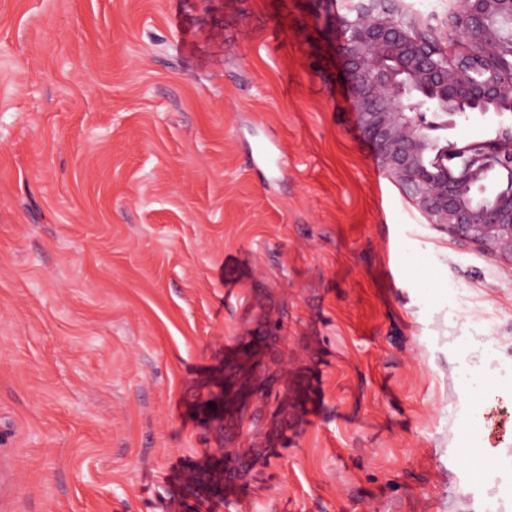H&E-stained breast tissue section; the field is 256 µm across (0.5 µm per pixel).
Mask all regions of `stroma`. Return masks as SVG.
<instances>
[{
	"label": "stroma",
	"mask_w": 512,
	"mask_h": 512,
	"mask_svg": "<svg viewBox=\"0 0 512 512\" xmlns=\"http://www.w3.org/2000/svg\"><path fill=\"white\" fill-rule=\"evenodd\" d=\"M344 13L0 0V512H512V264L382 169Z\"/></svg>",
	"instance_id": "35a3bbf8"
}]
</instances>
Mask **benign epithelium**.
<instances>
[{"mask_svg": "<svg viewBox=\"0 0 512 512\" xmlns=\"http://www.w3.org/2000/svg\"><path fill=\"white\" fill-rule=\"evenodd\" d=\"M341 50L357 121L428 223L512 262V49L498 17L512 0H457L444 28L405 0H347ZM474 119L495 136L460 146Z\"/></svg>", "mask_w": 512, "mask_h": 512, "instance_id": "obj_1", "label": "benign epithelium"}]
</instances>
